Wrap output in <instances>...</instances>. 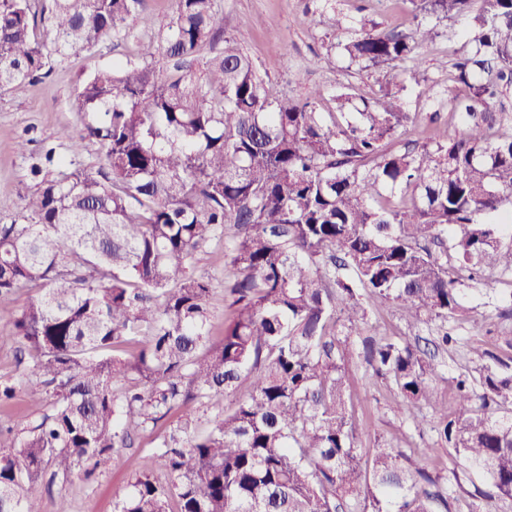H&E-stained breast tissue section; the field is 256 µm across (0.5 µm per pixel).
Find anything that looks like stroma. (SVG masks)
<instances>
[{
  "label": "stroma",
  "mask_w": 512,
  "mask_h": 512,
  "mask_svg": "<svg viewBox=\"0 0 512 512\" xmlns=\"http://www.w3.org/2000/svg\"><path fill=\"white\" fill-rule=\"evenodd\" d=\"M360 5L378 30L409 34L416 27L408 0H217L225 36L237 40L254 59L276 94L301 101L310 89L318 88L326 97L324 107L328 110L333 107L332 95L344 87L352 86L367 94L378 88L385 75L381 68H348L339 50L348 37V25L354 24L360 14L356 11ZM334 11L345 15L346 29L328 25L326 17ZM172 12V0H142L120 39L110 38L96 48L72 51L54 64L47 77L0 90V221L17 219L25 203L36 194L38 186L30 167L45 150L70 156L74 138L80 137L84 149L75 157L77 163L99 165L100 146L85 135L89 117L71 107L75 90L87 76L111 66L113 59L135 55L139 41L156 37L169 23ZM462 27L459 21L441 22L440 37L419 45L409 59L401 62L407 83L447 86L448 75L442 65L452 60L461 46L458 39L448 38L447 32ZM22 139L29 142L24 154L16 148ZM193 269L212 282V335L221 337L227 316L224 281L233 275L232 268L224 264L223 243L213 241L200 248ZM511 303V274L495 273L484 283L470 284L466 305L480 325L465 326L463 341L442 356L445 379L437 387L445 404L455 403L454 377L477 367V351L487 349L504 358L512 355L511 349L494 341L502 328H512V318L502 314ZM370 325L372 335L394 336L410 344L427 333L423 327H408L397 307L389 302H371ZM349 379L353 391L362 395L354 407L361 447L374 448L387 442L402 448L410 442L423 448L433 442L435 435L429 425L413 427L392 386L372 376L364 364H350ZM50 412L48 404L33 402L27 392H19L11 406L0 407V424L6 427L5 433H0V449L16 446L19 437ZM178 419L174 413L154 428L137 432L133 447L115 453L105 472L87 477L77 471L67 477L48 478L36 487V494L49 507L62 498L71 512H114L116 493L131 482L142 456L150 454Z\"/></svg>",
  "instance_id": "35a3bbf8"
}]
</instances>
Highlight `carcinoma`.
Returning a JSON list of instances; mask_svg holds the SVG:
<instances>
[{"label": "carcinoma", "mask_w": 512, "mask_h": 512, "mask_svg": "<svg viewBox=\"0 0 512 512\" xmlns=\"http://www.w3.org/2000/svg\"><path fill=\"white\" fill-rule=\"evenodd\" d=\"M142 0H0V88L46 75L52 58L126 28ZM217 0H175L158 40L90 75L72 106L93 115L98 168L55 157L32 165L30 215L0 223V305L33 360L27 394L53 413L0 452V512H47L29 489L107 467L146 430L182 415L143 459L117 512H452L456 471L432 472V448H359L349 363L390 383L458 467L492 487L467 512L512 500V356L455 382L441 405L436 354L363 336L368 299L432 325L434 349L473 323L459 279L512 273V245L491 215L512 205V0H408L421 41L464 18L448 72L456 132L394 149L416 125L399 62L413 37L362 18L341 44L361 68L384 67L370 96L339 92L324 112L273 93ZM46 29L52 49L38 36ZM209 48L210 56L201 58ZM224 241L230 311L210 342L211 281L188 271ZM248 395L220 406L242 378ZM123 384L120 392L112 385ZM198 404L210 410L199 428Z\"/></svg>", "instance_id": "cac0c4a2"}]
</instances>
